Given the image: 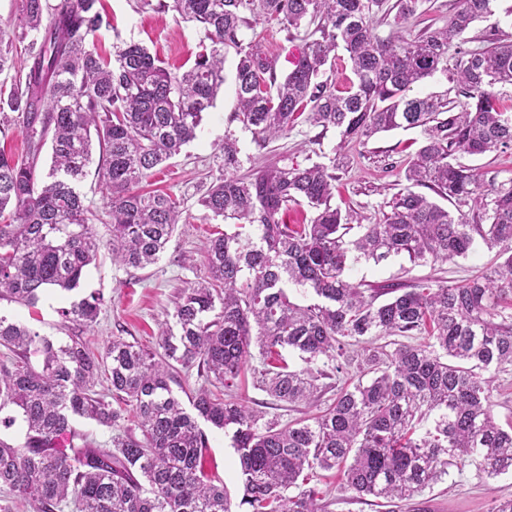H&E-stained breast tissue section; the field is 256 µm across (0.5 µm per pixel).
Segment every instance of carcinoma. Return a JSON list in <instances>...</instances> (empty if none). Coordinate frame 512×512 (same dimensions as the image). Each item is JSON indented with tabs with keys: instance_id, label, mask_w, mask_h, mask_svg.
Wrapping results in <instances>:
<instances>
[{
	"instance_id": "carcinoma-1",
	"label": "carcinoma",
	"mask_w": 512,
	"mask_h": 512,
	"mask_svg": "<svg viewBox=\"0 0 512 512\" xmlns=\"http://www.w3.org/2000/svg\"><path fill=\"white\" fill-rule=\"evenodd\" d=\"M20 20L0 22V125L26 133L25 158L0 149V301L37 308L46 291H73L97 257V215L79 184L99 150L98 184L109 203L112 261L157 263L185 209L167 192L138 185L196 138L203 113L224 83V49H237L232 120L264 143L307 123L339 136L335 151L379 132L419 128L423 140L405 168V185L375 224L332 205L336 166L274 161L239 173L236 141L224 136V175L201 205L234 221L205 244L207 275L178 295V333L150 352L114 338L95 354L81 337L64 345L0 315V490L37 512H232L224 484L203 464L209 448L197 418L231 438L243 512H319L302 486L316 470L343 471L342 491L384 506L410 503L427 487L476 462L488 478L512 472V424L492 415L491 370L512 366V185L483 189L459 158L512 148V112L499 88L512 86V40L486 38L463 48L471 24L497 0H456L447 22L412 33L420 0H137L140 10L172 11L203 33L193 65L174 72L129 43L110 57L94 38L110 26L101 0H19ZM393 15L381 38L370 18ZM275 20L305 48L278 80L276 58L244 43L246 14ZM354 79L340 89L322 79L336 51ZM441 73L458 98L408 95ZM52 161L38 163L46 143ZM470 206L455 213L416 191ZM307 202L308 224H286L288 205ZM359 229L356 238L348 235ZM499 262L462 283L416 280L367 289L351 279L360 260L404 256L410 263L468 257L477 242ZM294 286L317 302L301 305ZM392 298L379 301L383 295ZM103 298L61 309L81 328L94 325ZM371 336H395L394 348ZM422 337L409 344L400 338ZM258 347L257 382L279 402L313 406L319 381L358 365L362 379L336 390L312 416L264 419L234 392ZM297 351L292 367L282 351ZM42 357L35 366L30 351ZM195 365L219 391L202 388L186 410L172 387L175 364ZM108 375L115 409L94 390ZM117 430L109 445L73 441L75 418ZM72 438L60 447L64 437ZM298 493L293 495L291 490Z\"/></svg>"
}]
</instances>
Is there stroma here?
Listing matches in <instances>:
<instances>
[{
  "label": "stroma",
  "mask_w": 512,
  "mask_h": 512,
  "mask_svg": "<svg viewBox=\"0 0 512 512\" xmlns=\"http://www.w3.org/2000/svg\"><path fill=\"white\" fill-rule=\"evenodd\" d=\"M102 2L112 18L111 28L101 30L97 36L104 50L111 53L123 44L137 42L171 66L192 65L201 38L192 24L179 20L170 11L138 10L135 0ZM244 39L261 43L275 54L278 73L282 76L292 67L291 54L302 51L304 46L302 40H288L286 31L277 22L261 17L252 18ZM224 57V84L214 107L205 114L196 139L184 145L179 155L141 184L145 190L159 189L182 197L187 210L186 221L178 224L159 261L144 269L113 264L109 251L111 227L100 221L94 226L100 241L98 258L88 267L79 288L46 293L34 311L1 301L0 314L33 325L41 336L63 344L68 342L70 331L59 313L60 308L98 293L104 301L98 321L82 333L94 349L103 350L115 336L157 349L163 330L175 325L174 302L178 294L205 275L202 251L209 234L225 226L223 220L212 218L200 204L210 184L221 174L220 146L225 134L236 138L241 168L245 171L262 167L273 157L300 164L308 160L326 164L334 158L339 141L335 131H328L320 139L316 128L301 124L287 136L261 144L251 132L232 122L238 57L231 49ZM422 140L421 130L398 129L378 134L364 145L350 144L336 171L333 205L353 209L362 223L377 222L385 202L405 186L404 167ZM495 260V251L481 246L465 259L416 267L402 256L378 264L362 261L352 266L349 275L375 288L422 277L460 282L479 274ZM261 368L262 361L256 355L244 364L239 382L242 397L283 423L303 417L305 406L273 401L258 387L256 379ZM205 432L209 438L205 467L223 481L231 504H238L243 487L231 441L214 427H206ZM341 482L342 475L336 470L315 474L312 483L324 512H385L374 498L341 492ZM509 497H512V473L488 479L479 474L476 466L470 465L461 471L450 469L448 476L425 490L416 503L421 512H490L496 501Z\"/></svg>",
  "instance_id": "35a3bbf8"
}]
</instances>
